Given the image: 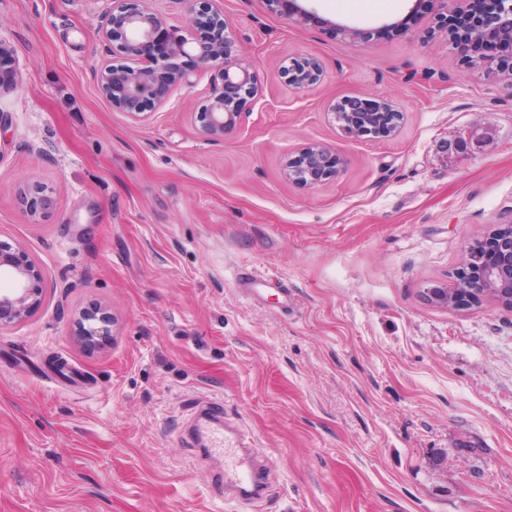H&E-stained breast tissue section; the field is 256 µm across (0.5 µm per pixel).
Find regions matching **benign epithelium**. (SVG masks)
I'll return each mask as SVG.
<instances>
[{
	"label": "benign epithelium",
	"instance_id": "benign-epithelium-1",
	"mask_svg": "<svg viewBox=\"0 0 512 512\" xmlns=\"http://www.w3.org/2000/svg\"><path fill=\"white\" fill-rule=\"evenodd\" d=\"M150 0H112L103 36L117 43V50L134 65L107 64L96 74L99 90L112 106L132 118L163 103L168 90L189 82L182 59L191 58L200 68L214 71L212 91L197 112L200 131L208 141H220L232 132L240 114L257 94V83L239 60L234 40L226 34L224 15L213 0H198L208 36L195 39L179 28L167 27L164 16ZM490 11L473 24L463 39L449 26L448 16L464 13L471 0H430L435 30L448 38L470 69L493 73L512 86V0H487ZM282 73L296 89L315 85L321 78L320 63L307 57H290ZM333 113L348 136L383 138L395 133L400 112L387 100L371 104L357 97L344 98ZM339 173L338 162L325 147L310 145L288 166L293 180L316 185ZM0 274L13 287L0 290V326L24 319L43 294L33 266L18 253L0 250ZM425 295L433 302L456 306L477 304L494 295L512 306V215L486 238L467 246V259L455 272L451 285L435 284Z\"/></svg>",
	"mask_w": 512,
	"mask_h": 512
}]
</instances>
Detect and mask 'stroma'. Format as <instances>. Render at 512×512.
Listing matches in <instances>:
<instances>
[{
	"instance_id": "obj_1",
	"label": "stroma",
	"mask_w": 512,
	"mask_h": 512,
	"mask_svg": "<svg viewBox=\"0 0 512 512\" xmlns=\"http://www.w3.org/2000/svg\"><path fill=\"white\" fill-rule=\"evenodd\" d=\"M297 2L317 22L217 0L258 93L211 142L193 60L141 119L100 93L112 0H0V248L44 283L0 328V512H253L181 437L202 398L269 467L260 512H512V309L423 293L512 213V87L424 37L416 0ZM296 55L319 83L289 85ZM349 96L393 102L396 132L348 138ZM468 127L491 140L457 146ZM314 144L341 172L289 180ZM246 269L279 287L244 296ZM288 61V64L286 62ZM281 67L282 73L288 75V82L295 89H303L315 85L321 78L320 63L307 57H289Z\"/></svg>"
}]
</instances>
